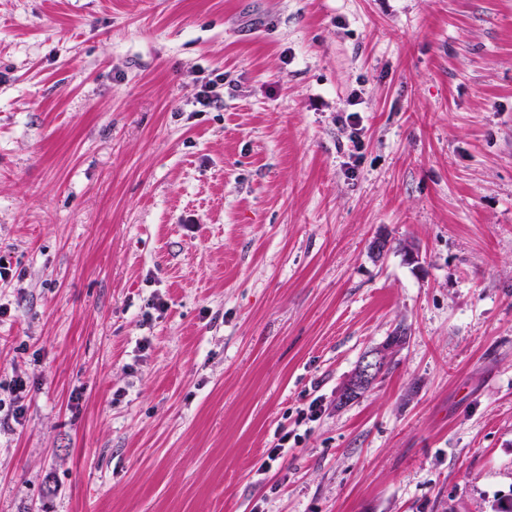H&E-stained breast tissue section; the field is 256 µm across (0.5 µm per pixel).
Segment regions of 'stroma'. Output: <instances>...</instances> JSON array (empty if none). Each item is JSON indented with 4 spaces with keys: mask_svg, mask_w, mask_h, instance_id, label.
Masks as SVG:
<instances>
[{
    "mask_svg": "<svg viewBox=\"0 0 512 512\" xmlns=\"http://www.w3.org/2000/svg\"><path fill=\"white\" fill-rule=\"evenodd\" d=\"M0 257V512H492L512 0H0ZM391 350L392 345H387L367 353L362 358L357 369L344 385L345 400L350 401L356 398L358 393L369 388L377 380L392 352Z\"/></svg>",
    "mask_w": 512,
    "mask_h": 512,
    "instance_id": "stroma-1",
    "label": "stroma"
}]
</instances>
